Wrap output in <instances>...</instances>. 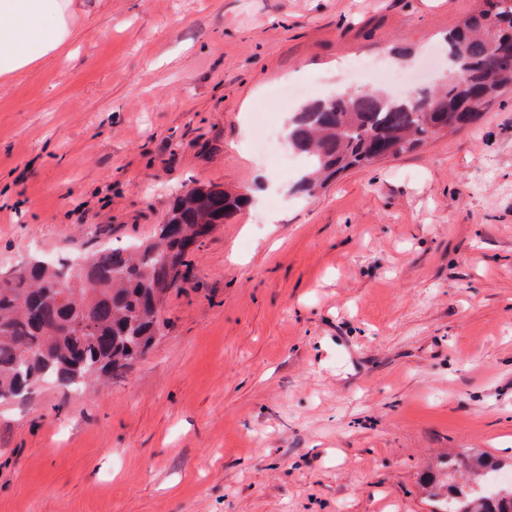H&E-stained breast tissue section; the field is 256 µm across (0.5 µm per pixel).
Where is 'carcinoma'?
Masks as SVG:
<instances>
[{
	"label": "carcinoma",
	"instance_id": "1",
	"mask_svg": "<svg viewBox=\"0 0 512 512\" xmlns=\"http://www.w3.org/2000/svg\"><path fill=\"white\" fill-rule=\"evenodd\" d=\"M512 0H483L448 34L452 64L467 72L401 100L380 91H346L317 100L288 126V148L309 168L299 188L309 195L340 172L378 160L385 145L405 154L433 136L474 125L488 104L512 87ZM247 194L217 184L180 194L154 239L131 248L114 245L86 260L93 274L65 272L40 259L0 278V401L21 398L38 382L76 388L101 374L123 373L144 356L159 332L157 285L166 277L164 255L189 267L187 244L230 220ZM499 463L484 455L448 457L426 481L439 512H512V489L494 497L484 488L448 483L459 470L485 478Z\"/></svg>",
	"mask_w": 512,
	"mask_h": 512
}]
</instances>
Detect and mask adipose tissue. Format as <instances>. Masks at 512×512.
I'll list each match as a JSON object with an SVG mask.
<instances>
[{
    "label": "adipose tissue",
    "mask_w": 512,
    "mask_h": 512,
    "mask_svg": "<svg viewBox=\"0 0 512 512\" xmlns=\"http://www.w3.org/2000/svg\"><path fill=\"white\" fill-rule=\"evenodd\" d=\"M73 0H0V83L52 58L72 34Z\"/></svg>",
    "instance_id": "obj_1"
}]
</instances>
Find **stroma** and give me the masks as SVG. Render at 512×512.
<instances>
[{
    "label": "stroma",
    "instance_id": "obj_1",
    "mask_svg": "<svg viewBox=\"0 0 512 512\" xmlns=\"http://www.w3.org/2000/svg\"><path fill=\"white\" fill-rule=\"evenodd\" d=\"M0 86V274L150 239L186 185L259 192L102 386L0 402V512H434L445 453L512 466V92L296 190L254 151L364 64L448 79L481 0H74Z\"/></svg>",
    "mask_w": 512,
    "mask_h": 512
}]
</instances>
